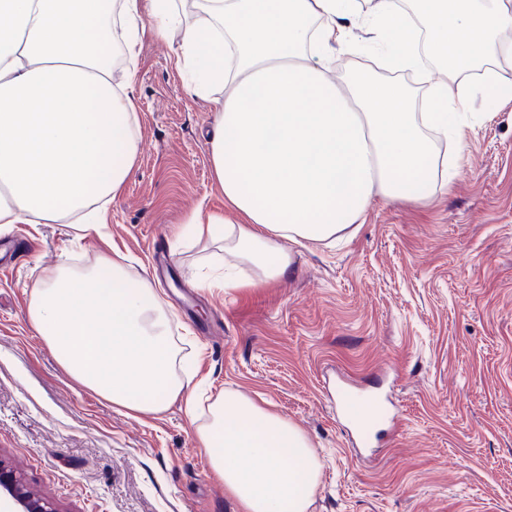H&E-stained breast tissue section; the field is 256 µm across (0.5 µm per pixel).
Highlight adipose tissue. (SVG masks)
<instances>
[{
  "instance_id": "obj_1",
  "label": "adipose tissue",
  "mask_w": 512,
  "mask_h": 512,
  "mask_svg": "<svg viewBox=\"0 0 512 512\" xmlns=\"http://www.w3.org/2000/svg\"><path fill=\"white\" fill-rule=\"evenodd\" d=\"M0 0V224L64 220L102 231L138 155L133 82L112 83V19L135 55L143 19L179 31L188 87L209 99L224 211L194 213L188 234L220 244L280 281L293 246L348 235L374 197L408 196L435 176L438 142L459 134L473 87L459 75L489 52L512 57V0ZM381 47L384 66L415 70L430 91L413 109L395 80L334 81L337 55ZM223 87L220 96L213 87ZM27 317L82 387L137 415L183 400L196 415L171 314L122 256L60 266L34 286ZM196 441L238 512H306L321 465L304 433L227 391Z\"/></svg>"
}]
</instances>
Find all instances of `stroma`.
<instances>
[{
  "mask_svg": "<svg viewBox=\"0 0 512 512\" xmlns=\"http://www.w3.org/2000/svg\"><path fill=\"white\" fill-rule=\"evenodd\" d=\"M177 36L145 22L137 46L139 154L103 233L65 222L0 228V455L67 512H236L183 402L133 417L78 386L27 320L60 265L128 256L152 278L207 396L232 390L299 427L321 461L307 512H512V96L468 80L461 148L439 143L451 187L374 198L353 233L298 249L274 285L190 245L194 212L224 209L210 165L209 103L186 94ZM381 386L356 446L333 403Z\"/></svg>",
  "mask_w": 512,
  "mask_h": 512,
  "instance_id": "obj_1",
  "label": "stroma"
}]
</instances>
